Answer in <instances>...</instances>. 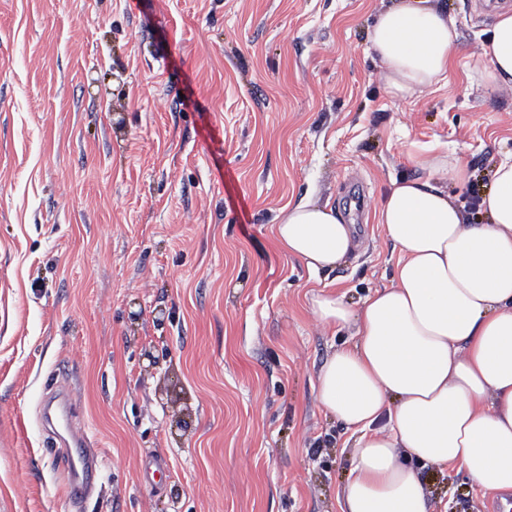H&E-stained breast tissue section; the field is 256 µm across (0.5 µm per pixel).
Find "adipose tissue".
<instances>
[{
  "label": "adipose tissue",
  "instance_id": "obj_1",
  "mask_svg": "<svg viewBox=\"0 0 512 512\" xmlns=\"http://www.w3.org/2000/svg\"><path fill=\"white\" fill-rule=\"evenodd\" d=\"M472 65L512 90V10L497 12ZM457 21L434 0H395L371 33L388 92L412 98L448 81ZM427 179L392 180L374 221L399 253L389 286L353 309L316 296L329 328L352 327L318 375V400L353 431V468L340 512H430L415 463L459 466L480 488L512 492V155L494 168L471 224L449 197L464 179L456 154L419 150ZM275 239L311 274L360 248L356 228L327 203L282 209Z\"/></svg>",
  "mask_w": 512,
  "mask_h": 512
}]
</instances>
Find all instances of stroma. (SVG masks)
Here are the masks:
<instances>
[{"mask_svg": "<svg viewBox=\"0 0 512 512\" xmlns=\"http://www.w3.org/2000/svg\"><path fill=\"white\" fill-rule=\"evenodd\" d=\"M460 52L439 89L386 90L384 0H0V512H75L36 420L48 376L99 451L84 512H339L353 439L317 400L350 307L398 254L369 218L410 155L456 152L477 204L512 153V94L467 68L491 0H441ZM331 203L362 247L311 276L281 209ZM445 512L493 492L426 466Z\"/></svg>", "mask_w": 512, "mask_h": 512, "instance_id": "stroma-1", "label": "stroma"}]
</instances>
